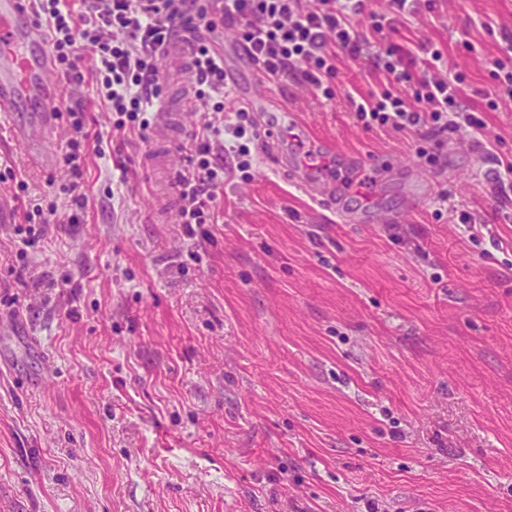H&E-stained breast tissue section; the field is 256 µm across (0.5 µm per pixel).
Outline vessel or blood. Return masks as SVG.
<instances>
[{
    "label": "vessel or blood",
    "instance_id": "1",
    "mask_svg": "<svg viewBox=\"0 0 512 512\" xmlns=\"http://www.w3.org/2000/svg\"><path fill=\"white\" fill-rule=\"evenodd\" d=\"M30 0H0V128L29 139L50 129L58 110V82L47 41L29 9ZM29 100L39 108L27 124L17 125L13 116ZM157 132L173 137L181 132V113L168 102L156 106Z\"/></svg>",
    "mask_w": 512,
    "mask_h": 512
}]
</instances>
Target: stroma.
<instances>
[{"label":"stroma","mask_w":512,"mask_h":512,"mask_svg":"<svg viewBox=\"0 0 512 512\" xmlns=\"http://www.w3.org/2000/svg\"><path fill=\"white\" fill-rule=\"evenodd\" d=\"M393 39L465 72L485 128L363 127L351 98L405 89L345 57L330 100L227 67L271 98L266 123L292 114L297 163L351 178L335 211L255 142L211 239L186 236L144 157L181 170L188 133L222 114L187 104L166 142L115 131L86 49L60 96L105 139L81 223L59 191L65 120L42 162L0 134V512H512V99L474 94L512 43V0H436ZM46 196L60 217L23 272L13 226Z\"/></svg>","instance_id":"stroma-1"}]
</instances>
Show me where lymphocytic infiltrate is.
Wrapping results in <instances>:
<instances>
[{
  "instance_id": "lymphocytic-infiltrate-1",
  "label": "lymphocytic infiltrate",
  "mask_w": 512,
  "mask_h": 512,
  "mask_svg": "<svg viewBox=\"0 0 512 512\" xmlns=\"http://www.w3.org/2000/svg\"><path fill=\"white\" fill-rule=\"evenodd\" d=\"M80 2L76 11L69 0H39L35 16L48 32L49 51L60 76L82 82L80 47L97 55V86L120 129L145 134L148 114L165 81V49L183 33L194 36L188 68L193 102L203 110L226 112L227 117L225 124L209 123L192 133V148L176 176L179 221L187 227L215 223V203L225 175L248 178L253 165L243 136L246 130H257L258 124L245 108L225 105L231 77L213 39L217 27L237 29L241 50L260 62L274 81L299 79L323 88L336 75L337 56L343 55L412 88L406 100L374 94L351 100L356 118L365 126L389 125L420 135L459 127L465 76L431 77L442 54L428 41L411 47L391 42L382 52L369 53V33L359 32L353 24L354 16L365 11L366 0H331L326 9L302 7L301 0ZM66 119L74 136L62 157L70 176L64 191L81 212L87 205L85 171L94 121L80 107L67 109ZM228 131L235 138L230 145L224 142Z\"/></svg>"
}]
</instances>
